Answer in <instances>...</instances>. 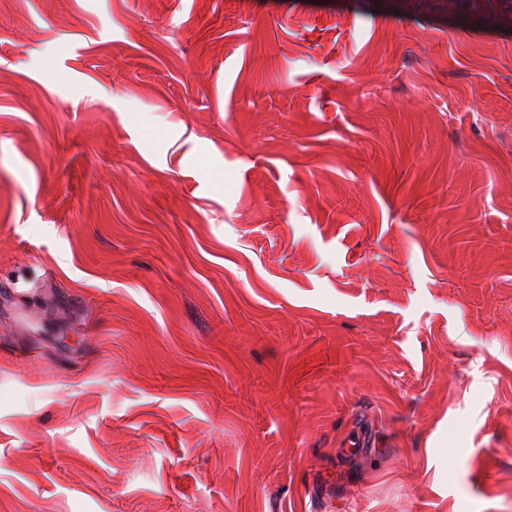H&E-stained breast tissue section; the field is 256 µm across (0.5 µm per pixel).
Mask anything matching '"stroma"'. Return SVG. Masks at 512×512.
<instances>
[{
    "mask_svg": "<svg viewBox=\"0 0 512 512\" xmlns=\"http://www.w3.org/2000/svg\"><path fill=\"white\" fill-rule=\"evenodd\" d=\"M0 512H512V0H0Z\"/></svg>",
    "mask_w": 512,
    "mask_h": 512,
    "instance_id": "obj_1",
    "label": "stroma"
}]
</instances>
